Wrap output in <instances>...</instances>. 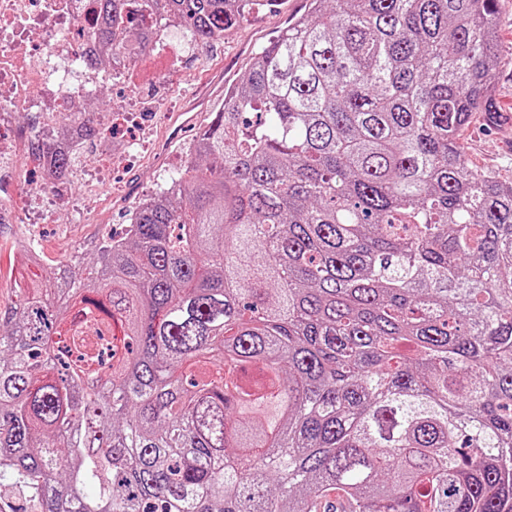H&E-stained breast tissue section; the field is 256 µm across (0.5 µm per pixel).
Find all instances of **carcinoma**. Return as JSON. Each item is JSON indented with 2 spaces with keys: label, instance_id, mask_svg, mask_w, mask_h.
<instances>
[{
  "label": "carcinoma",
  "instance_id": "cac0c4a2",
  "mask_svg": "<svg viewBox=\"0 0 512 512\" xmlns=\"http://www.w3.org/2000/svg\"><path fill=\"white\" fill-rule=\"evenodd\" d=\"M97 2L132 60L149 22L207 44L279 0ZM496 8L309 0L96 276L0 307V480L38 512H512V184L460 143Z\"/></svg>",
  "mask_w": 512,
  "mask_h": 512
}]
</instances>
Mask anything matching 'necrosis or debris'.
<instances>
[{"label": "necrosis or debris", "instance_id": "4bbe7bcc", "mask_svg": "<svg viewBox=\"0 0 512 512\" xmlns=\"http://www.w3.org/2000/svg\"><path fill=\"white\" fill-rule=\"evenodd\" d=\"M96 18L94 0H0V113H36L55 134V116L99 95L106 76L84 63L101 50Z\"/></svg>", "mask_w": 512, "mask_h": 512}]
</instances>
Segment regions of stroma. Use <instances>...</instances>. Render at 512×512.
I'll return each instance as SVG.
<instances>
[{"label":"stroma","instance_id":"obj_1","mask_svg":"<svg viewBox=\"0 0 512 512\" xmlns=\"http://www.w3.org/2000/svg\"><path fill=\"white\" fill-rule=\"evenodd\" d=\"M307 0H280L274 11L251 16L224 39L208 45L193 44L190 56L175 64L159 50L149 49L134 64L140 81L109 80L101 96L89 107L88 123L99 125V114L126 109L138 102L133 121L115 130L111 143L95 140L85 145L75 164V176L63 192L44 186L28 149L0 160V180L8 187L1 199L21 205L31 194H41L60 213L55 224H0V304L15 296L18 285L33 276L48 277L70 259L75 248L89 251L106 235H122L131 212L143 197L153 194L170 176L176 158L186 157L224 102L226 85L240 82L253 55L295 16L305 13ZM499 65L494 100L498 111L512 113V0H498ZM178 112L192 121L173 122ZM469 166L512 183V132L490 124L476 114L461 132ZM141 150L130 163L103 168L105 148ZM33 242L40 261L24 264L20 241Z\"/></svg>","mask_w":512,"mask_h":512}]
</instances>
